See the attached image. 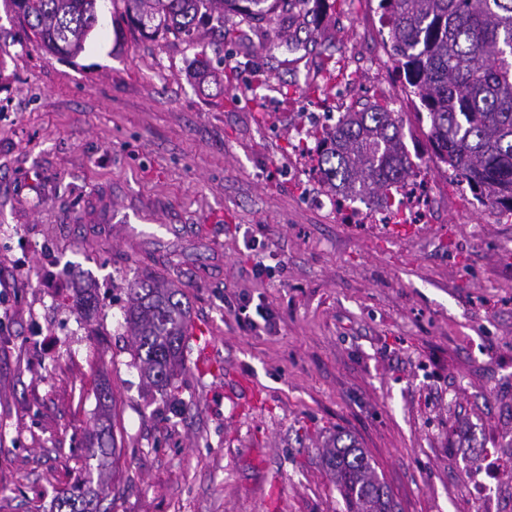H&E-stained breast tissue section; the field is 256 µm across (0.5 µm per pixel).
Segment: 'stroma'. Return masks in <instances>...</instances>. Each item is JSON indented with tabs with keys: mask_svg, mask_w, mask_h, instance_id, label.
<instances>
[{
	"mask_svg": "<svg viewBox=\"0 0 512 512\" xmlns=\"http://www.w3.org/2000/svg\"><path fill=\"white\" fill-rule=\"evenodd\" d=\"M377 4L333 0L313 35L231 14L189 45L100 0L67 57L0 0V512H55L81 480L100 512H346L336 433L396 512H512L510 482L468 491L482 449L512 457V217L437 163ZM375 100L429 223H350L367 205L319 180L312 131ZM147 277L196 330L161 392L124 318Z\"/></svg>",
	"mask_w": 512,
	"mask_h": 512,
	"instance_id": "1",
	"label": "stroma"
}]
</instances>
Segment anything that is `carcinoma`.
Segmentation results:
<instances>
[{"mask_svg":"<svg viewBox=\"0 0 512 512\" xmlns=\"http://www.w3.org/2000/svg\"><path fill=\"white\" fill-rule=\"evenodd\" d=\"M11 10L51 54L75 56L98 22L97 0H8ZM127 23L146 35L166 31L194 42L199 25L224 30V12L248 21L276 10L319 26L326 0H121ZM384 46L418 100L438 162L466 184L479 204L512 216V0H379ZM318 169L334 197L366 198L392 210L394 194L416 176L404 134L386 102L341 113L315 135ZM164 285L136 282L127 320L147 382L168 387L184 366L189 316ZM323 458L347 512H392L393 501L364 451L342 435ZM83 484L59 498L58 512H97Z\"/></svg>","mask_w":512,"mask_h":512,"instance_id":"cac0c4a2","label":"carcinoma"}]
</instances>
